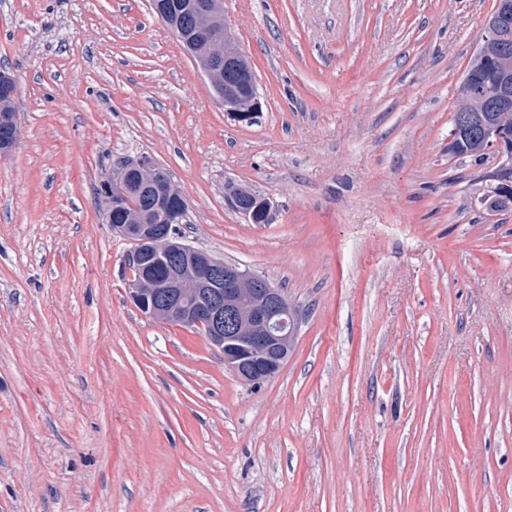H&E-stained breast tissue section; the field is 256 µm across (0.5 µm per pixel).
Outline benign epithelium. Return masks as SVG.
I'll use <instances>...</instances> for the list:
<instances>
[{"mask_svg": "<svg viewBox=\"0 0 512 512\" xmlns=\"http://www.w3.org/2000/svg\"><path fill=\"white\" fill-rule=\"evenodd\" d=\"M158 18L180 37L168 0H155ZM186 9L195 13L202 26L197 31L194 54L200 71L215 86L225 111L237 118L262 110L256 76L243 70L234 82L224 79L241 62L235 37L223 27L212 31L213 17L221 12L222 0H191ZM512 18V0H497L488 17L476 53L493 44L502 51L512 49L503 41L504 23ZM14 78L0 71V99L16 103ZM483 99L499 112H512V92L500 87L484 92ZM491 167L500 173L512 171V147L504 144L495 128L485 131ZM158 165L148 156L124 162L106 183L107 212L113 215L131 193L154 201L156 223L114 224L112 228L134 245L130 265L134 273L128 284L129 298L145 315L193 328L205 335L224 354V364L244 382L274 377L291 356L298 335V320L288 317V297L268 280L239 266L215 258L186 244L177 234L186 222L187 202L171 185L157 188Z\"/></svg>", "mask_w": 512, "mask_h": 512, "instance_id": "7a95c632", "label": "benign epithelium"}]
</instances>
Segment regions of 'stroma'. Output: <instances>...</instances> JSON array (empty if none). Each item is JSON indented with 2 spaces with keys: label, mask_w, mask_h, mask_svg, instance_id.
Instances as JSON below:
<instances>
[{
  "label": "stroma",
  "mask_w": 512,
  "mask_h": 512,
  "mask_svg": "<svg viewBox=\"0 0 512 512\" xmlns=\"http://www.w3.org/2000/svg\"><path fill=\"white\" fill-rule=\"evenodd\" d=\"M493 6L224 0L247 123L152 0H0V512H512V212L448 152ZM143 155L187 243L298 306L273 378L130 301L98 188ZM17 87L14 78L5 71H0V99L10 101L16 108ZM0 101L1 136H9L15 125L13 110L9 103ZM231 194L233 197V205L241 215H243L246 218H249L251 221H253V223H255V217L253 213H250V211H254L259 215V223L266 222L268 216L264 212L266 198L264 199V197L261 196L260 193L253 191L251 189L235 188L232 190ZM234 198L239 199L241 205L247 210L239 208Z\"/></svg>",
  "instance_id": "1"
}]
</instances>
